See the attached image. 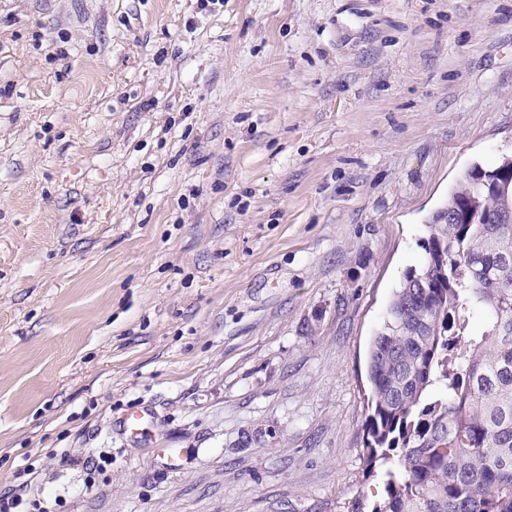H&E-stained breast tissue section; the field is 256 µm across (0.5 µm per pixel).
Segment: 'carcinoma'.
Returning a JSON list of instances; mask_svg holds the SVG:
<instances>
[{"label": "carcinoma", "instance_id": "obj_1", "mask_svg": "<svg viewBox=\"0 0 512 512\" xmlns=\"http://www.w3.org/2000/svg\"><path fill=\"white\" fill-rule=\"evenodd\" d=\"M479 171L431 216L371 343L370 512H512V185Z\"/></svg>", "mask_w": 512, "mask_h": 512}]
</instances>
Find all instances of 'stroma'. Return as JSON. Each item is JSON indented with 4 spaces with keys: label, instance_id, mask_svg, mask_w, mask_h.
<instances>
[{
    "label": "stroma",
    "instance_id": "1",
    "mask_svg": "<svg viewBox=\"0 0 512 512\" xmlns=\"http://www.w3.org/2000/svg\"><path fill=\"white\" fill-rule=\"evenodd\" d=\"M511 152L512 0H0V490L373 503L371 341Z\"/></svg>",
    "mask_w": 512,
    "mask_h": 512
}]
</instances>
